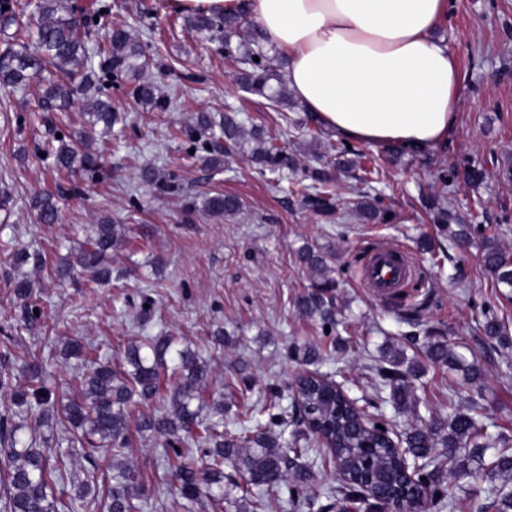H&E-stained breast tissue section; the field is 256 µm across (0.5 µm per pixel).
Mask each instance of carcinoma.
<instances>
[{
	"mask_svg": "<svg viewBox=\"0 0 512 512\" xmlns=\"http://www.w3.org/2000/svg\"><path fill=\"white\" fill-rule=\"evenodd\" d=\"M27 5L15 0H0V32L3 33V50L0 51V86L20 88L36 78H45L43 99L60 110L77 95L85 101L87 123L109 133L123 117L112 107L110 99L103 97L105 82L121 78H135V101L153 110L165 111L171 99L159 93L151 80L145 79L149 67L148 44L122 27L112 29L107 45L96 47L100 57L99 68H94L91 49L82 29L88 20H79L67 0H37L33 21L19 25V15ZM187 27L192 31L206 32L214 40L223 42L224 58L239 67V84L252 95L264 98L268 106L277 110L287 105L286 85L276 77L266 54L259 43L254 23L246 20V13L233 16L187 17ZM14 32H9V29ZM239 42L232 43L233 37ZM259 60H254V57ZM185 134L203 144L206 156L204 166L218 169L224 156L240 153L261 168L284 172L294 167V162L275 144L277 133L257 127H246L241 112L229 108L222 121L215 122L201 113L192 123L177 129L172 137ZM336 151L332 162L304 168V178L310 184L300 190L303 203L323 217L334 211L336 190L335 172L357 168V159L363 157L347 143L331 146ZM389 156L413 153L423 156L426 166L436 167L437 179L444 185L454 183L456 172L437 165V159L419 148L391 144L385 148ZM56 166L70 172L81 170L96 172L100 167L98 154L86 148L85 135L80 133L70 141H60L52 150ZM144 181L165 193H174L178 186L158 183L156 172L145 166L141 169ZM487 169L482 163L464 167L462 179L468 186L485 181ZM203 209L215 216L233 215L241 208L235 196L216 193L202 199ZM32 208L43 224H55L59 209L53 196L37 193L32 198ZM425 209L441 232L460 245L468 242L470 225L460 223V218L448 210L441 196L431 193L425 198ZM351 211L365 224L386 223L389 211L377 196H363L353 203ZM125 235V228L106 219L88 231L78 254L79 263L96 281H106L111 276L107 258L112 248ZM297 255L306 269L316 277L318 287L333 288L336 281L329 276L326 255L310 246L301 247ZM483 266L498 286L512 290V254L502 249L493 238H486ZM15 296L24 303L28 318L35 319L32 300L33 289L21 280L14 288ZM174 337L163 339L142 336L125 351L122 365L96 362L76 378L80 394L63 402L48 386L52 375L43 364L32 361L26 364L27 384H13L11 372L0 370V393L10 395L16 409L0 420V512H80L85 498L95 492L96 474L79 485L75 493L67 489L66 463L71 450L82 445L81 455L92 457L107 445L119 456L129 447L130 423L143 431H150L164 438L168 454L165 462L174 478L182 498L197 501L207 498L224 509L237 505V500L224 490V464L232 463L247 475L250 484L275 491L284 483H291L290 492L299 493L313 478L310 454H320L316 447L324 445L320 435H328L336 443V450L325 449L323 463L337 461L350 475V480L369 471H377L391 479L392 486H401V461L389 448H385L374 431L357 424L340 396L326 397L321 384L307 382L302 388V402L306 416L318 423V428L304 431L293 429L290 447L285 448L278 438L270 435L274 427H290L292 415L271 397L262 408L267 414V429L243 428V435L226 437L220 423H205L199 419L193 402L205 404L210 389L211 372L208 365L190 352L177 351V362L169 368L165 356L173 347ZM427 353L432 362L460 371L474 381L480 378L477 363L466 364L448 345L431 341ZM377 376L390 389L395 410L417 412L420 398L411 389L409 378L416 376L412 365H404L402 353L389 355L375 368ZM392 375H387V372ZM160 403L163 409H147L150 403ZM37 425L46 424L50 433L42 435L26 431L27 419ZM197 436L202 451L198 458L183 453L179 445L189 437ZM403 443L409 454L422 464L418 477L425 486L428 508L453 507L449 499L441 466L434 458L448 459L454 469L473 473L489 484L491 512H512V446L501 447L491 457H486L491 436L478 410L455 409L446 418H437L419 426L414 424L403 432ZM67 449H62V444ZM111 486L101 496L99 506L106 512H142L144 489L140 475L135 470L117 466L112 469ZM357 497V489L338 484L329 491L330 509L342 510Z\"/></svg>",
	"mask_w": 512,
	"mask_h": 512,
	"instance_id": "carcinoma-1",
	"label": "carcinoma"
}]
</instances>
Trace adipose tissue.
I'll return each instance as SVG.
<instances>
[{
  "label": "adipose tissue",
  "mask_w": 512,
  "mask_h": 512,
  "mask_svg": "<svg viewBox=\"0 0 512 512\" xmlns=\"http://www.w3.org/2000/svg\"><path fill=\"white\" fill-rule=\"evenodd\" d=\"M186 14L259 23L288 60L295 97L327 127L362 143L419 148L456 129L458 59L435 32L447 0H171Z\"/></svg>",
  "instance_id": "adipose-tissue-1"
}]
</instances>
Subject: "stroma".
Wrapping results in <instances>:
<instances>
[{"mask_svg":"<svg viewBox=\"0 0 512 512\" xmlns=\"http://www.w3.org/2000/svg\"><path fill=\"white\" fill-rule=\"evenodd\" d=\"M101 2L107 10L89 26V44L103 41L115 26L147 42L149 73L173 106L152 110L128 98L125 89L110 87L127 123L114 128L110 139L94 140V150L103 155L98 171L67 173L34 147L82 131V101L54 123L45 118L41 87H0V193L9 195L0 205V358L9 357L16 383H25L23 362L33 354L52 372L58 397L68 399L76 394L72 375L86 370L90 360L62 359L65 341L84 338L97 356L116 363L138 337L175 336L180 348L209 363V395L224 401L226 433H239L242 412L260 407L271 394L290 406L296 378L314 370L341 383L360 404H377L390 427L402 432L411 418L395 412L375 373L385 352L401 348L425 366L411 381L427 402L420 410L423 419L447 415L452 402L463 409L474 406L490 434L512 439V345L500 344L482 328L490 315L512 334V298L500 295L482 262L485 236L512 252V0H452L440 29L458 59L460 92L458 128L437 152L458 171L484 163L487 182L453 192L411 157L386 163L381 189L392 216L387 224H365L351 215L323 218L279 190L274 174L239 157L225 160L217 171L205 169L200 158H188L189 140L175 130L197 113L218 120L225 105H241L248 125L267 126L271 111L238 89L236 66L207 34L185 30V16L171 0ZM145 163L160 178L179 183L180 193L161 195L144 184L138 169ZM430 191L441 193L449 209L475 225L468 246H457L431 223L420 204L421 193ZM37 192L54 195L58 223H40L30 206ZM213 192L238 197L241 210L221 218L186 210L187 201ZM103 217L126 232L112 254V279L101 285L76 267L75 249L84 239L80 226ZM425 239L433 241V251L421 250ZM306 243L331 251L335 288L317 292L297 256ZM381 245L400 251L413 266L404 293L408 301L423 304L413 329L419 346H407L412 329L390 299L362 279L357 256ZM23 279L36 290L39 319L27 318L14 295ZM141 292L153 301L144 324L136 303ZM315 293L331 308V322L300 308V300ZM432 337L476 359L480 379L468 381L428 364L424 345ZM313 345L324 347L325 359L312 366L295 359L294 349ZM164 446L163 438L131 432L124 455L102 452L100 469L137 468L147 484L144 512H224L176 493L163 466ZM314 477L293 498L284 489L246 487L235 466H224V481L233 484L240 512H251L258 496L265 502L262 512H318L337 479L329 465L316 468ZM446 481L454 512H477L486 504L485 483L452 470Z\"/></svg>","mask_w":512,"mask_h":512,"instance_id":"1","label":"stroma"}]
</instances>
